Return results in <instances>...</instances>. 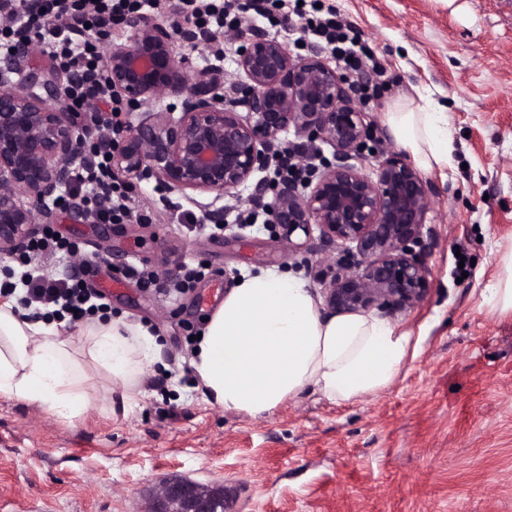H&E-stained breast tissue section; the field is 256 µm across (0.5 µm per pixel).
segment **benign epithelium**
<instances>
[{
    "label": "benign epithelium",
    "instance_id": "7a95c632",
    "mask_svg": "<svg viewBox=\"0 0 512 512\" xmlns=\"http://www.w3.org/2000/svg\"><path fill=\"white\" fill-rule=\"evenodd\" d=\"M126 28L128 42L106 41L109 88L133 109L118 139L83 132L62 79L36 64V41L23 40L0 57L1 256L24 252L65 194L69 213L87 218L83 195L68 190L83 162L81 139L88 138L108 152L111 174L130 184L153 181L198 206L211 224L224 223L216 202L234 194L267 204L269 223L290 252L307 249L318 232L323 257L315 277L338 313L403 312L423 302L431 283L432 190L392 147L370 174L356 164L369 124L324 49L295 57L275 36L233 33L234 73L213 65L191 70L178 47L205 50L207 34L176 33L143 14L129 17ZM291 135L296 159L326 143L333 160H322L304 188L257 178ZM143 512H224V488L172 476L151 491Z\"/></svg>",
    "mask_w": 512,
    "mask_h": 512
}]
</instances>
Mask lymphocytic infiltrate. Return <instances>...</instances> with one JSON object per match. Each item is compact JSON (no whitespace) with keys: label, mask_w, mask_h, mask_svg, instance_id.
<instances>
[{"label":"lymphocytic infiltrate","mask_w":512,"mask_h":512,"mask_svg":"<svg viewBox=\"0 0 512 512\" xmlns=\"http://www.w3.org/2000/svg\"><path fill=\"white\" fill-rule=\"evenodd\" d=\"M14 8L15 26L0 28V55L8 54L22 39L37 40L54 67L72 77L66 89L71 110L80 112L89 102H98L89 123L108 121L116 135L123 130L117 117L124 104L106 83L101 37L120 30L133 14L164 13L174 28L202 26L214 34L278 15L288 30L303 37L315 36L330 47L356 84L363 104L380 99L388 88L387 83L374 80L382 66L373 52L335 6H321L320 0H309L305 7L292 6L291 0H39L35 10L27 9L24 0H14ZM74 186L83 192L88 213L97 222L121 224L139 213L131 187L111 181L108 159L98 151H91L86 164L75 171ZM79 249V244L57 236L51 224L44 225L28 242L30 261L44 255H70ZM30 261L15 272L13 280L0 282L1 295L23 288L26 305L52 307L60 315L75 313L83 318L108 310L105 294L88 290L78 274L49 275Z\"/></svg>","instance_id":"lymphocytic-infiltrate-1"}]
</instances>
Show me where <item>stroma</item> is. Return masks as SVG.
<instances>
[{"instance_id":"1","label":"stroma","mask_w":512,"mask_h":512,"mask_svg":"<svg viewBox=\"0 0 512 512\" xmlns=\"http://www.w3.org/2000/svg\"><path fill=\"white\" fill-rule=\"evenodd\" d=\"M387 68L389 89L370 109L371 131L394 145L389 103L429 94L448 114V165L423 175L432 286L395 323L420 340L379 395L334 403L307 390L247 417L207 402L184 372L187 339L247 274H291L317 288L313 253L291 254L267 224H201L191 203L167 208L151 184L135 195L151 226L114 238L111 264L89 287L109 318L156 328L161 360L130 408L89 375L96 403L69 420L0 395V512H143L162 479L223 486L231 512H512V315L484 296L512 244V0H328ZM83 255L103 227L56 211ZM471 260L460 271L461 259ZM207 265L180 292L125 279L131 260Z\"/></svg>"}]
</instances>
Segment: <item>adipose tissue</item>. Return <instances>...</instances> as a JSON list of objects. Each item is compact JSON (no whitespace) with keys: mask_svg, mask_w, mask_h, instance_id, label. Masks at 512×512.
Instances as JSON below:
<instances>
[{"mask_svg":"<svg viewBox=\"0 0 512 512\" xmlns=\"http://www.w3.org/2000/svg\"><path fill=\"white\" fill-rule=\"evenodd\" d=\"M385 122L426 171L448 162V126L427 96L400 97ZM417 340L372 314L325 315L300 279L271 272L244 277L208 318L190 364L203 393L224 410L258 416L304 391L332 402L373 397L396 378ZM85 353L121 389L138 396L146 369L159 361L155 336L122 320H96L61 334L56 322L31 321L0 301V393L77 419L93 409L83 392Z\"/></svg>","mask_w":512,"mask_h":512,"instance_id":"obj_1","label":"adipose tissue"}]
</instances>
